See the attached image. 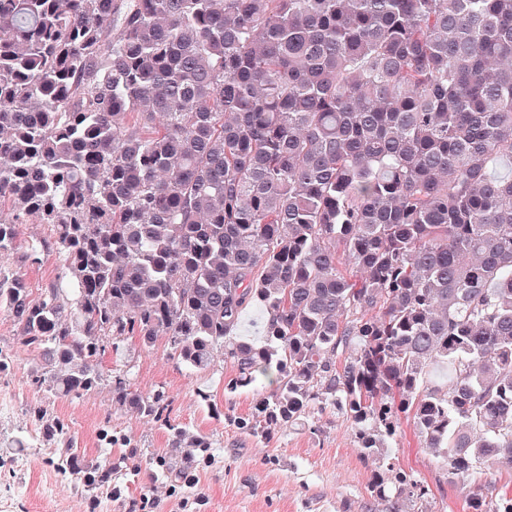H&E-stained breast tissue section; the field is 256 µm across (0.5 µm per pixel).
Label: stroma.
<instances>
[{"instance_id":"1","label":"stroma","mask_w":512,"mask_h":512,"mask_svg":"<svg viewBox=\"0 0 512 512\" xmlns=\"http://www.w3.org/2000/svg\"><path fill=\"white\" fill-rule=\"evenodd\" d=\"M102 343L106 351L96 388L79 399L63 397L35 383L39 357L23 346L18 327L0 310V351L11 357L0 372V512H385L368 492L370 467L350 421L337 409L314 410L305 423L277 429L266 440L233 423L249 413L254 392L225 395L231 363L219 358L209 371L197 372L173 359L161 340L144 348L133 337L116 351L111 338ZM118 375L135 393H164L168 423L113 403ZM202 391L210 395L211 407L201 404ZM40 404L68 426L86 464H116L108 487L91 494L79 477L58 474V444L43 435L32 413ZM174 424L210 443L207 463L185 490L176 489L154 464L160 455L171 468L183 463L185 453L170 431ZM132 451L140 467H118L120 457ZM388 454L396 467L429 487L423 512H468L470 488L449 482L413 429Z\"/></svg>"}]
</instances>
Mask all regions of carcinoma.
Returning <instances> with one entry per match:
<instances>
[{
    "mask_svg": "<svg viewBox=\"0 0 512 512\" xmlns=\"http://www.w3.org/2000/svg\"><path fill=\"white\" fill-rule=\"evenodd\" d=\"M512 0H0V257L62 258L0 309L81 398L100 338L260 377L255 436L332 406L386 512L427 488L388 461L412 425L448 479L512 470ZM35 219L47 238L24 243ZM262 340L236 335L246 308ZM344 352V362L337 361ZM116 404L164 399L118 378ZM58 468L97 490L66 427ZM198 462L209 444L168 425ZM470 512H512V494Z\"/></svg>",
    "mask_w": 512,
    "mask_h": 512,
    "instance_id": "1",
    "label": "carcinoma"
}]
</instances>
